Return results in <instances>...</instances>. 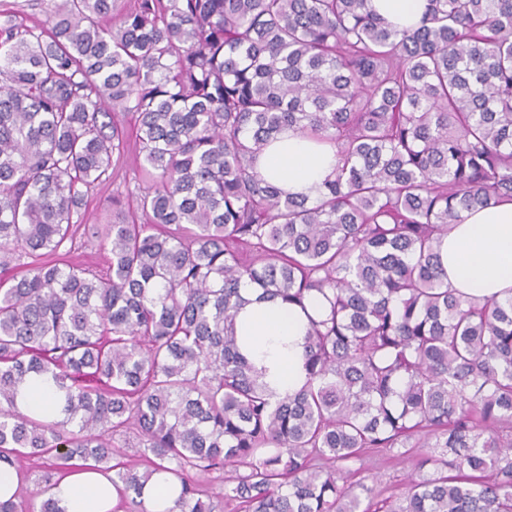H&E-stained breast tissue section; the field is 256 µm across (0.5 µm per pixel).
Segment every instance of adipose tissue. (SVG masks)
Segmentation results:
<instances>
[{
  "mask_svg": "<svg viewBox=\"0 0 512 512\" xmlns=\"http://www.w3.org/2000/svg\"><path fill=\"white\" fill-rule=\"evenodd\" d=\"M368 8L400 27L415 25L427 0H367ZM338 156L334 144L284 128L260 154L257 176L292 195L317 199L333 179ZM448 287L481 303L512 292V202L467 212L453 225L440 254ZM247 304L238 329L247 353L265 371L264 380L277 397L294 393L306 381L304 336L309 316L322 310L313 297L308 310L279 299L263 300L257 288L242 289ZM53 496L60 512H112L116 494L110 481L93 471L62 480Z\"/></svg>",
  "mask_w": 512,
  "mask_h": 512,
  "instance_id": "obj_1",
  "label": "adipose tissue"
}]
</instances>
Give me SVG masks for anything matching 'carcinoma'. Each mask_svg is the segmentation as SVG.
I'll use <instances>...</instances> for the list:
<instances>
[{
  "instance_id": "1",
  "label": "carcinoma",
  "mask_w": 512,
  "mask_h": 512,
  "mask_svg": "<svg viewBox=\"0 0 512 512\" xmlns=\"http://www.w3.org/2000/svg\"><path fill=\"white\" fill-rule=\"evenodd\" d=\"M49 3L0 9V464L45 461L39 512L78 469L112 474L113 512L151 479L157 512H512V294L463 300L440 262L463 213L512 201V0L405 29L366 0ZM119 112L139 183L95 227L104 278L67 245ZM287 126L336 145L314 201L254 172ZM244 283L324 301L291 396L242 349ZM40 381L62 418L20 411ZM380 452L411 470L384 498ZM47 0H0V4L7 5L14 11L18 20L27 25L42 23L47 19Z\"/></svg>"
}]
</instances>
